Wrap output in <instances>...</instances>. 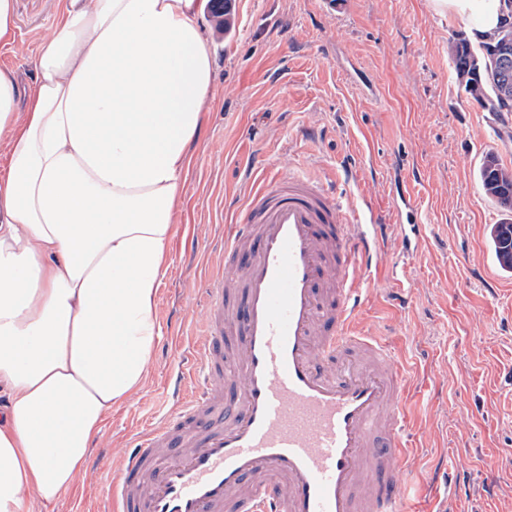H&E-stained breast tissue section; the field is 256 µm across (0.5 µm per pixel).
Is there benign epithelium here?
<instances>
[{"label": "benign epithelium", "instance_id": "obj_1", "mask_svg": "<svg viewBox=\"0 0 512 512\" xmlns=\"http://www.w3.org/2000/svg\"><path fill=\"white\" fill-rule=\"evenodd\" d=\"M498 37L485 47L486 72L493 83L501 113L512 107V0H501Z\"/></svg>", "mask_w": 512, "mask_h": 512}]
</instances>
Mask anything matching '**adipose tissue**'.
<instances>
[{
    "label": "adipose tissue",
    "mask_w": 512,
    "mask_h": 512,
    "mask_svg": "<svg viewBox=\"0 0 512 512\" xmlns=\"http://www.w3.org/2000/svg\"><path fill=\"white\" fill-rule=\"evenodd\" d=\"M500 24V0H431ZM200 0H62L22 86L0 68V512L87 472L140 389L214 58Z\"/></svg>",
    "instance_id": "adipose-tissue-1"
}]
</instances>
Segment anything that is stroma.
I'll use <instances>...</instances> for the list:
<instances>
[{
	"instance_id": "35a3bbf8",
	"label": "stroma",
	"mask_w": 512,
	"mask_h": 512,
	"mask_svg": "<svg viewBox=\"0 0 512 512\" xmlns=\"http://www.w3.org/2000/svg\"><path fill=\"white\" fill-rule=\"evenodd\" d=\"M18 38L0 67L35 78L59 0H17ZM215 87L190 163L156 304L159 334L138 393L114 407L84 478L56 512H102L98 466L116 464L171 408L167 382L198 347V290L258 166L325 172L350 162L372 204L395 221L400 176L420 201L426 242L396 289L388 272L365 284L360 332L383 337L411 386L410 512H512V273L489 232L502 214L483 194L486 153L512 167V139L474 102L448 57L468 19L430 0H228L203 11ZM457 466L445 501L437 463Z\"/></svg>"
}]
</instances>
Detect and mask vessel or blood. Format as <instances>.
<instances>
[{"label": "vessel or blood", "mask_w": 512, "mask_h": 512, "mask_svg": "<svg viewBox=\"0 0 512 512\" xmlns=\"http://www.w3.org/2000/svg\"><path fill=\"white\" fill-rule=\"evenodd\" d=\"M399 257L363 187L266 172L203 288L193 387L112 471L110 512H408L403 365L358 334L364 283L424 243L409 190Z\"/></svg>", "instance_id": "1"}]
</instances>
